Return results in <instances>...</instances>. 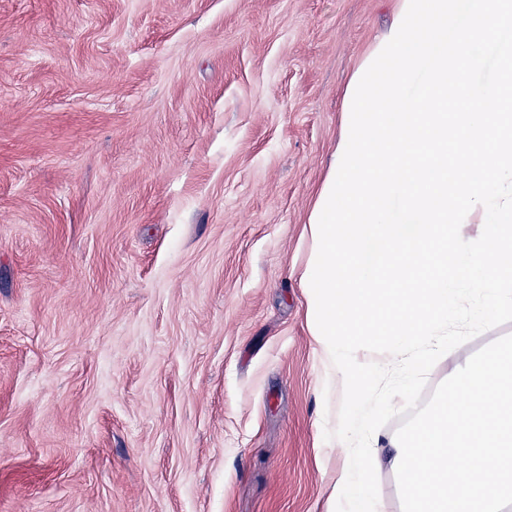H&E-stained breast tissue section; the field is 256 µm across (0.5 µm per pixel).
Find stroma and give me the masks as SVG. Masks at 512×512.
Listing matches in <instances>:
<instances>
[{"instance_id": "1", "label": "stroma", "mask_w": 512, "mask_h": 512, "mask_svg": "<svg viewBox=\"0 0 512 512\" xmlns=\"http://www.w3.org/2000/svg\"><path fill=\"white\" fill-rule=\"evenodd\" d=\"M397 6L0 0V512H324L306 217Z\"/></svg>"}]
</instances>
